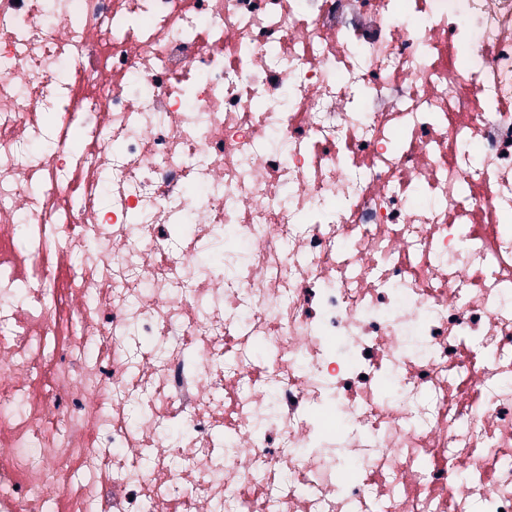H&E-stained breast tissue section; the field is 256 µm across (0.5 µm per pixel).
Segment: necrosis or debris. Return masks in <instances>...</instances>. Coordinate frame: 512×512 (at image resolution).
Wrapping results in <instances>:
<instances>
[{
  "instance_id": "necrosis-or-debris-1",
  "label": "necrosis or debris",
  "mask_w": 512,
  "mask_h": 512,
  "mask_svg": "<svg viewBox=\"0 0 512 512\" xmlns=\"http://www.w3.org/2000/svg\"><path fill=\"white\" fill-rule=\"evenodd\" d=\"M0 512H512V0H0Z\"/></svg>"
}]
</instances>
